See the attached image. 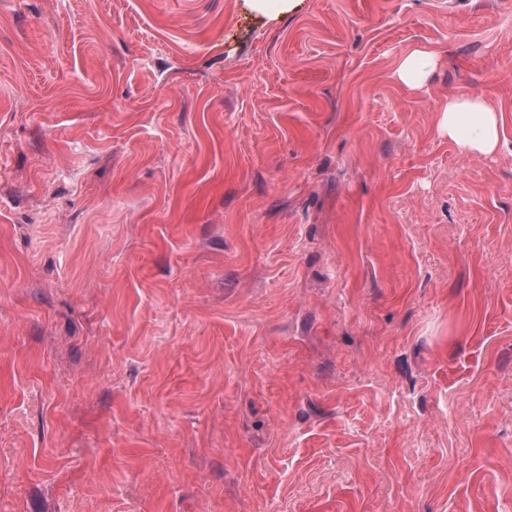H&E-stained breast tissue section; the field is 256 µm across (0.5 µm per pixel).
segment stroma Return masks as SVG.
Masks as SVG:
<instances>
[{
  "label": "stroma",
  "instance_id": "1",
  "mask_svg": "<svg viewBox=\"0 0 512 512\" xmlns=\"http://www.w3.org/2000/svg\"><path fill=\"white\" fill-rule=\"evenodd\" d=\"M0 512H512V0H0ZM426 55L425 51L415 50L400 63L397 73L400 80L408 87L414 88L420 81L422 72L419 69V64ZM439 125L461 149L491 154L499 143L501 115L482 97H451L441 112ZM473 126L480 129L477 136L466 132Z\"/></svg>",
  "mask_w": 512,
  "mask_h": 512
}]
</instances>
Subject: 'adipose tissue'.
I'll use <instances>...</instances> for the list:
<instances>
[{"mask_svg":"<svg viewBox=\"0 0 512 512\" xmlns=\"http://www.w3.org/2000/svg\"><path fill=\"white\" fill-rule=\"evenodd\" d=\"M501 115L482 97H452L441 112L440 128L461 149L493 153L500 139Z\"/></svg>","mask_w":512,"mask_h":512,"instance_id":"adipose-tissue-1","label":"adipose tissue"}]
</instances>
